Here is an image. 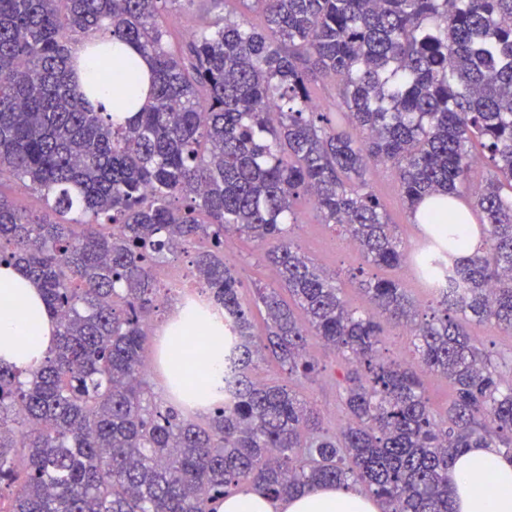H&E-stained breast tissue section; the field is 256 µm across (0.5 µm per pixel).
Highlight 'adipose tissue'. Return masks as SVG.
Segmentation results:
<instances>
[{
	"mask_svg": "<svg viewBox=\"0 0 512 512\" xmlns=\"http://www.w3.org/2000/svg\"><path fill=\"white\" fill-rule=\"evenodd\" d=\"M90 42L74 51L77 78L96 85L92 98L99 111L112 113L115 91L102 81L90 59ZM56 323L42 294L13 265H0V365L14 369L38 366L54 345ZM159 361L164 385L199 408H209L224 386V326L199 315L197 303L176 307L160 336ZM455 512H512V456L499 448H470L448 469ZM219 512H379L376 500L358 489L319 486L300 495L274 500L242 488L221 502Z\"/></svg>",
	"mask_w": 512,
	"mask_h": 512,
	"instance_id": "adipose-tissue-1",
	"label": "adipose tissue"
}]
</instances>
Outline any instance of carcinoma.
<instances>
[{"mask_svg":"<svg viewBox=\"0 0 512 512\" xmlns=\"http://www.w3.org/2000/svg\"><path fill=\"white\" fill-rule=\"evenodd\" d=\"M185 2L0 0V262L58 323L38 367L0 366V512H216L245 485L283 499L319 484L362 486L381 512H454L462 450L512 455V364L467 330L512 335V0H212L172 49L163 18ZM95 35L103 80L133 69L114 40L150 65V96L123 123L73 79L74 46ZM330 76L338 112L311 94ZM475 138L493 174L464 194ZM387 164L428 226L411 251L370 190ZM16 180L42 215L14 205ZM303 197L356 243L368 308L295 246ZM473 214L481 247L464 254ZM229 233L276 275L257 289L261 336L224 261ZM176 252L224 317V401L198 420L156 400L143 371L155 269ZM409 265L437 298L429 313L375 273ZM384 321L448 378L444 414L413 362L383 356ZM313 340L344 364L338 432L296 390L318 373ZM262 352L288 383L251 379Z\"/></svg>","mask_w":512,"mask_h":512,"instance_id":"cac0c4a2","label":"carcinoma"}]
</instances>
